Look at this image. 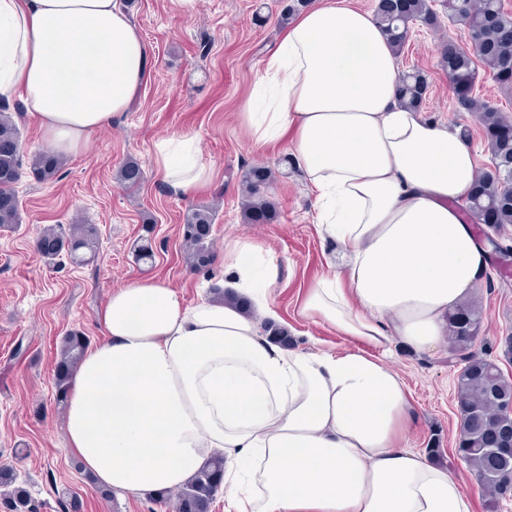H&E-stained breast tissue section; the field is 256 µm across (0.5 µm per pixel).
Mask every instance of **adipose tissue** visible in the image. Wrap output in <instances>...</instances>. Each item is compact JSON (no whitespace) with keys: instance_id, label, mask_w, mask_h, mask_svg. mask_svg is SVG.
I'll list each match as a JSON object with an SVG mask.
<instances>
[{"instance_id":"obj_1","label":"adipose tissue","mask_w":512,"mask_h":512,"mask_svg":"<svg viewBox=\"0 0 512 512\" xmlns=\"http://www.w3.org/2000/svg\"><path fill=\"white\" fill-rule=\"evenodd\" d=\"M147 70L118 0H0V97L23 103L51 151H92ZM399 79L373 14L319 0L281 33L238 112L254 144H289L315 195L317 233L340 248L300 315L357 348L271 341L279 266L242 238L224 244L223 285L251 312L186 301L154 279L114 289L65 419L69 448L100 485L147 497L220 455L225 512H474L461 481L408 448L410 394L382 358L397 342L434 351L487 267L458 211L478 175L472 145L403 108ZM153 169L186 198L214 181L191 132L159 140Z\"/></svg>"}]
</instances>
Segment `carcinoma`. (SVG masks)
Returning a JSON list of instances; mask_svg holds the SVG:
<instances>
[{
  "label": "carcinoma",
  "mask_w": 512,
  "mask_h": 512,
  "mask_svg": "<svg viewBox=\"0 0 512 512\" xmlns=\"http://www.w3.org/2000/svg\"><path fill=\"white\" fill-rule=\"evenodd\" d=\"M311 0H288L280 23L308 8ZM450 17L464 27L471 50L448 49L441 52V66L460 84L474 85L475 61H480L495 77L512 68V17L503 11L501 0H480L463 7L458 0H448ZM375 17L396 53H401L411 25L426 27L438 24V15L428 0H378ZM428 81L418 69L401 74L399 102L410 110H420L426 102ZM459 108L477 114L491 150V167L475 181L465 211L476 223L494 216V228L512 224V138L503 131L512 122L479 97L468 92L457 98ZM64 166L58 154L41 151L32 155L29 172L40 181L57 178ZM22 177L20 132L11 113L0 112V228L12 229L20 223L19 204L12 186ZM275 172L266 165L252 166L242 176V216L246 224H271L278 216L277 205L266 194ZM117 180L127 188L141 184L143 171L138 162L129 160L117 172ZM215 211L207 205L190 207L181 225L187 247L186 261L195 268L209 266L213 259L211 229ZM145 236L136 247L137 259L147 262L153 257L149 234L153 225H143ZM98 232L92 224H71L62 230L55 226L43 230L37 241L41 255L53 260L66 254L75 264L95 256ZM483 322L481 310L471 302L460 304L448 313V332L452 350L462 363L456 375L457 409L463 420L464 434L459 440L458 455L476 472L487 496L488 512H496L499 499L512 494V468L504 469L490 452V445L512 432V419L499 408V401L512 399V380L505 377L497 363L487 354L475 350ZM89 340L80 332L67 334L55 363L57 399L66 402L69 381L85 354ZM224 472V458L216 456L205 463L176 494L163 490L155 494L161 500L173 499L175 512H208L219 489ZM0 502L10 512H35L28 492L16 484L14 471L0 467Z\"/></svg>",
  "instance_id": "obj_1"
}]
</instances>
